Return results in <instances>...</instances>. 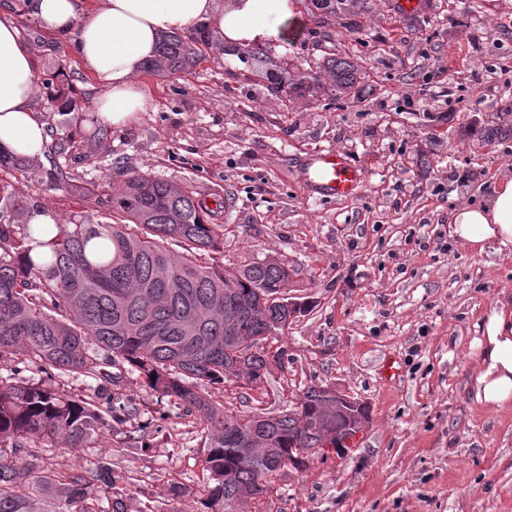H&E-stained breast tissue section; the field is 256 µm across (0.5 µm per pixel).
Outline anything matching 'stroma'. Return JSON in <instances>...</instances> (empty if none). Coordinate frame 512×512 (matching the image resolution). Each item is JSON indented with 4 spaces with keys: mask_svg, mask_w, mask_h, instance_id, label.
Returning <instances> with one entry per match:
<instances>
[{
    "mask_svg": "<svg viewBox=\"0 0 512 512\" xmlns=\"http://www.w3.org/2000/svg\"><path fill=\"white\" fill-rule=\"evenodd\" d=\"M294 2L299 23L268 56L292 79L327 54L348 56L361 70L350 93L276 94L252 62L214 55L190 74H144L147 111L98 138L92 104L103 90L69 41L47 35L22 0H0L37 73L60 74L34 99L49 134L43 157L0 172L13 196L0 201V224L25 222L17 201L66 222H108L107 200L138 173L210 205L226 198L217 262L291 260L290 294L306 305L278 339L284 364L262 385L270 404L330 384L369 409L347 447L279 471L246 512H512V407L475 398L481 325L512 297V245L474 252L448 228L450 211L512 177V0H423L413 14L396 0H350L355 32L338 18L315 25L308 0ZM82 119L87 137L61 145ZM324 150L361 168L356 195L311 192L305 164ZM57 165L70 177L54 189ZM120 376L113 405L137 407L122 433L91 448L34 438L29 451L48 469L111 454L132 512H203L198 432L137 374ZM174 482L192 495L171 499Z\"/></svg>",
    "mask_w": 512,
    "mask_h": 512,
    "instance_id": "stroma-1",
    "label": "stroma"
}]
</instances>
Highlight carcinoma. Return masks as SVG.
Wrapping results in <instances>:
<instances>
[{
    "label": "carcinoma",
    "instance_id": "1",
    "mask_svg": "<svg viewBox=\"0 0 512 512\" xmlns=\"http://www.w3.org/2000/svg\"><path fill=\"white\" fill-rule=\"evenodd\" d=\"M314 23L347 0H309ZM227 51L201 29L162 35L148 72L191 73L210 54ZM273 90L312 92L329 85L351 91L360 69L334 53L303 70L295 83L277 68L254 71ZM23 171L27 157L0 152V168ZM112 222L0 224V357L23 371L31 364L72 379L112 384L128 365L144 386L192 418L204 439L206 512H234L240 497L261 498L279 471L303 468L337 447L368 420L330 384L313 385L297 401L270 410L262 397L247 412H229L208 388L226 380L259 389L270 372L264 342L269 321H295L303 306L288 297L297 268L268 257L238 268L213 261L224 225L192 192L134 174L112 195ZM178 243L181 251L169 249ZM114 406L45 387L32 378L0 377V512H128L112 455L92 467L46 471L25 446L32 438L89 448L104 430L133 419ZM111 490L102 497L98 485Z\"/></svg>",
    "mask_w": 512,
    "mask_h": 512
}]
</instances>
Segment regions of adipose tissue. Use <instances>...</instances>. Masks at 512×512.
Here are the masks:
<instances>
[{
  "mask_svg": "<svg viewBox=\"0 0 512 512\" xmlns=\"http://www.w3.org/2000/svg\"><path fill=\"white\" fill-rule=\"evenodd\" d=\"M52 35L70 40L104 90L95 102L99 120L124 126L148 108L140 78L156 55L161 33L206 28L235 47L278 42L293 0H25ZM37 87L31 49L18 28L0 17V150L41 156L49 141L32 103ZM450 234L472 251L488 243L512 244V178L497 181L488 201L456 208ZM477 401L512 405V305H501L483 328Z\"/></svg>",
  "mask_w": 512,
  "mask_h": 512,
  "instance_id": "ef3b65f1",
  "label": "adipose tissue"
}]
</instances>
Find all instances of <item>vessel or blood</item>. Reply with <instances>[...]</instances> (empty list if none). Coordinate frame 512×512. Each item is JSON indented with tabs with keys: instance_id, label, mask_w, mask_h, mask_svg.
<instances>
[{
	"instance_id": "1",
	"label": "vessel or blood",
	"mask_w": 512,
	"mask_h": 512,
	"mask_svg": "<svg viewBox=\"0 0 512 512\" xmlns=\"http://www.w3.org/2000/svg\"><path fill=\"white\" fill-rule=\"evenodd\" d=\"M304 176L321 195L336 198L354 196L362 181L360 168L337 151L314 154L305 168Z\"/></svg>"
}]
</instances>
